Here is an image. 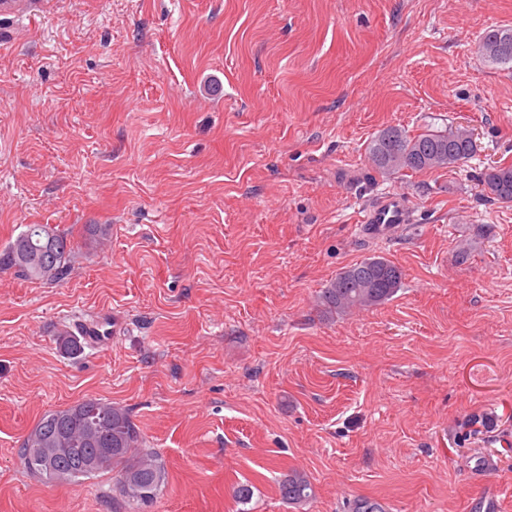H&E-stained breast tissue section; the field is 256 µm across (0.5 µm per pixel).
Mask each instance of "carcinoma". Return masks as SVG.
<instances>
[{
  "label": "carcinoma",
  "instance_id": "cac0c4a2",
  "mask_svg": "<svg viewBox=\"0 0 512 512\" xmlns=\"http://www.w3.org/2000/svg\"><path fill=\"white\" fill-rule=\"evenodd\" d=\"M501 36L500 52L492 56L484 43ZM478 51L496 64L512 63V30L491 29L478 41ZM477 151L472 133L461 126L426 130L410 136L399 128L379 133L369 147L373 166L383 171L436 170L460 167ZM483 184L497 200L512 202V165L489 167ZM74 246L68 235L48 224H29L0 252V269H16L21 276L56 281L64 271ZM402 272L381 256H371L344 268L323 288L320 304L329 313L347 314L390 300L401 287ZM53 448H78L94 459L85 469L79 457L68 458L70 469L62 476L45 466L43 457ZM20 456L33 476L54 483L76 484L100 473L116 474L118 501L128 507L148 506L156 501L167 483V473L158 453L146 447L130 411L100 398H85L73 405L46 412L23 440ZM279 491L290 504L312 497L309 477L290 470L280 480ZM350 512H386L377 500L362 497L349 505Z\"/></svg>",
  "mask_w": 512,
  "mask_h": 512
}]
</instances>
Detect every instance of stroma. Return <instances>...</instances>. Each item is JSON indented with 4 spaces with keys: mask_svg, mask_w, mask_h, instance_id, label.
I'll list each match as a JSON object with an SVG mask.
<instances>
[{
    "mask_svg": "<svg viewBox=\"0 0 512 512\" xmlns=\"http://www.w3.org/2000/svg\"><path fill=\"white\" fill-rule=\"evenodd\" d=\"M42 2L0 18V250L29 224L76 250L56 282L0 270V512H115L110 474L56 484L20 460L45 412L88 397L159 453L146 512H512V202L481 182L512 165V68L478 51L512 0ZM451 125L478 146L461 167L369 159L385 128ZM386 192L415 222L364 240ZM372 254L397 294L323 313ZM97 312L111 345L65 351ZM292 469L301 506L279 493ZM279 491L290 504L306 503L312 497V484L304 472L294 469L280 480Z\"/></svg>",
    "mask_w": 512,
    "mask_h": 512,
    "instance_id": "obj_1",
    "label": "stroma"
}]
</instances>
